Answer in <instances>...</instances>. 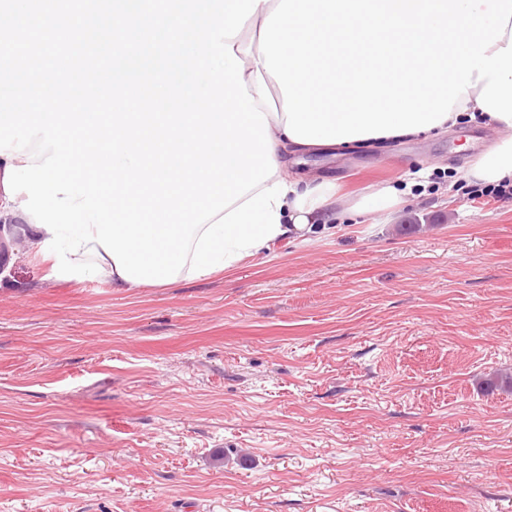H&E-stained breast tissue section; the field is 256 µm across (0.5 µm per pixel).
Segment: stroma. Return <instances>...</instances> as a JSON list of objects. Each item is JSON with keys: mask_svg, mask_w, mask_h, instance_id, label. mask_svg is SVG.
<instances>
[{"mask_svg": "<svg viewBox=\"0 0 512 512\" xmlns=\"http://www.w3.org/2000/svg\"><path fill=\"white\" fill-rule=\"evenodd\" d=\"M494 139L294 153L352 197L431 180L165 287L0 231V512H512V199L448 184Z\"/></svg>", "mask_w": 512, "mask_h": 512, "instance_id": "35a3bbf8", "label": "stroma"}]
</instances>
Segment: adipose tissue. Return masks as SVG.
Returning <instances> with one entry per match:
<instances>
[{"mask_svg":"<svg viewBox=\"0 0 512 512\" xmlns=\"http://www.w3.org/2000/svg\"><path fill=\"white\" fill-rule=\"evenodd\" d=\"M233 40L269 122L277 171L198 227L183 274L231 270L346 212L390 217L407 188L381 185L337 207L333 179L288 168L296 149L444 135L469 121L500 139L462 171L472 185L512 182V0H263ZM0 188V223L26 243L49 234Z\"/></svg>","mask_w":512,"mask_h":512,"instance_id":"1","label":"adipose tissue"}]
</instances>
